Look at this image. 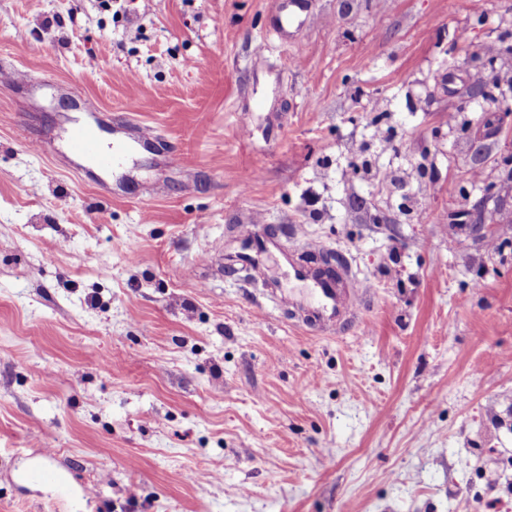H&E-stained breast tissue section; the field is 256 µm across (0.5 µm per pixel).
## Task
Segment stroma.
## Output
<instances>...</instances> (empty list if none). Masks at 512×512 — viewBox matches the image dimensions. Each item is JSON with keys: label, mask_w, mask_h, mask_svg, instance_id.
<instances>
[{"label": "stroma", "mask_w": 512, "mask_h": 512, "mask_svg": "<svg viewBox=\"0 0 512 512\" xmlns=\"http://www.w3.org/2000/svg\"><path fill=\"white\" fill-rule=\"evenodd\" d=\"M281 2L0 0V512L512 500V86L460 82L512 0ZM85 98L179 163L78 170ZM286 248L348 263L358 323L276 302ZM26 478L34 484H49L58 488L61 497H66L69 493L67 485L64 483L60 473L53 467L42 465L33 468L27 472Z\"/></svg>", "instance_id": "obj_1"}]
</instances>
